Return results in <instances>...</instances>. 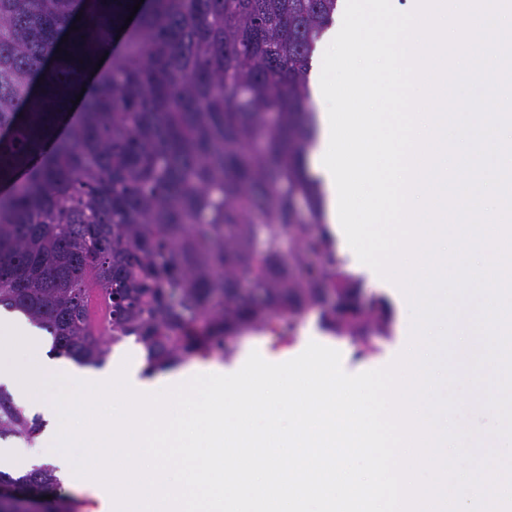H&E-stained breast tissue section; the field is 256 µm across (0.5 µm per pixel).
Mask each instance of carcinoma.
Segmentation results:
<instances>
[{
    "label": "carcinoma",
    "instance_id": "carcinoma-1",
    "mask_svg": "<svg viewBox=\"0 0 512 512\" xmlns=\"http://www.w3.org/2000/svg\"><path fill=\"white\" fill-rule=\"evenodd\" d=\"M336 2L149 0L127 25L136 0H0V307L85 365L132 339L147 375L229 358L237 336L277 322L292 333L311 309L373 352L392 316L381 299L362 310L307 168L308 76ZM118 34L125 51L58 135ZM40 430L0 387V439ZM55 471H0L28 494L0 512H74Z\"/></svg>",
    "mask_w": 512,
    "mask_h": 512
}]
</instances>
